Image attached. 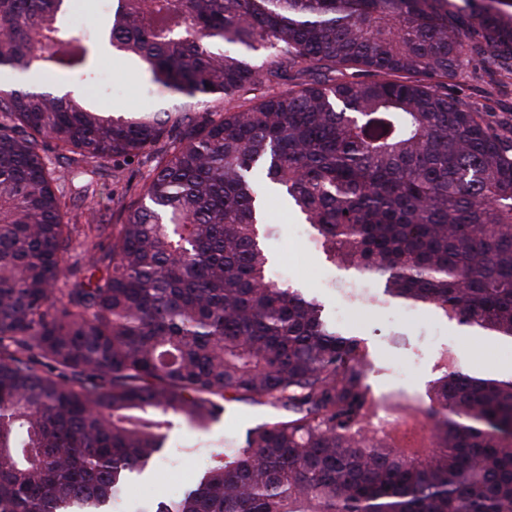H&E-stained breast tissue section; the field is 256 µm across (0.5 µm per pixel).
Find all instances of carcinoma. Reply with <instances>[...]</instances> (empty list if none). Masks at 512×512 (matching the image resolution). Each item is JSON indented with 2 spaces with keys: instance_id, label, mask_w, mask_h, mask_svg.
I'll use <instances>...</instances> for the list:
<instances>
[{
  "instance_id": "carcinoma-1",
  "label": "carcinoma",
  "mask_w": 512,
  "mask_h": 512,
  "mask_svg": "<svg viewBox=\"0 0 512 512\" xmlns=\"http://www.w3.org/2000/svg\"><path fill=\"white\" fill-rule=\"evenodd\" d=\"M81 7L0 0V71L31 80L0 81V512H109L232 401L278 415L149 512H512V376L443 361L406 406L433 450L408 453L365 340L274 274L264 207L388 298L512 342V111L448 97L474 60L512 75V6L110 0L78 33ZM104 50L183 103L64 90L106 93ZM105 163L106 203L68 211L70 174Z\"/></svg>"
}]
</instances>
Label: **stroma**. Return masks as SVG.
<instances>
[{
    "label": "stroma",
    "mask_w": 512,
    "mask_h": 512,
    "mask_svg": "<svg viewBox=\"0 0 512 512\" xmlns=\"http://www.w3.org/2000/svg\"><path fill=\"white\" fill-rule=\"evenodd\" d=\"M102 61L112 64L118 82L111 98L113 105L133 109L145 99H162V92H149L136 68L123 64L109 53L103 55ZM448 94L486 112L512 108V81L489 85L462 74L449 81ZM267 210L279 225L280 237L273 245L280 255L276 266L278 276L321 301L328 316H335L339 300L336 283L346 279V271L310 245L307 234L300 232L297 221L280 200L268 199ZM339 327L365 339L371 362L368 382L373 396L383 406L395 395L405 396L413 403L424 398L428 382L436 376L435 365L444 354L472 371L498 377L512 375V360L491 355L489 339L476 338L427 309L417 310L414 319L405 321L372 302L353 309ZM407 360L418 361L419 369L406 385L400 386L391 376V367ZM273 414V409L264 406L231 402L222 418L211 424L209 430H199L185 423L176 425L160 460L150 465L142 481L128 490L136 503V512H145L148 508V491L154 490L166 497L178 496L218 451L241 441L247 428L270 419Z\"/></svg>",
    "instance_id": "35a3bbf8"
}]
</instances>
